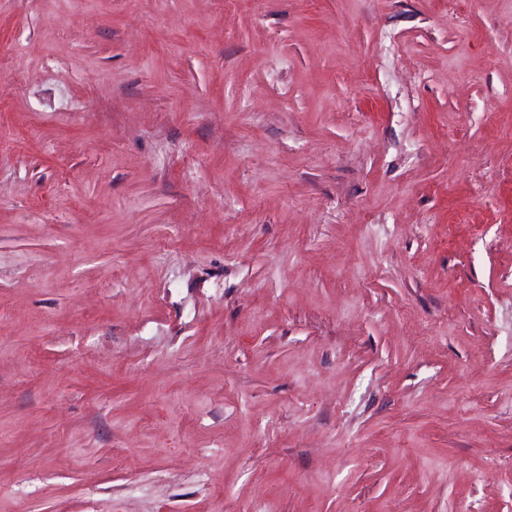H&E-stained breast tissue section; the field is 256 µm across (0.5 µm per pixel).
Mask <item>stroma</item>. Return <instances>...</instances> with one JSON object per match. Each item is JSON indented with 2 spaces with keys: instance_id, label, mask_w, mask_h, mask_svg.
I'll use <instances>...</instances> for the list:
<instances>
[{
  "instance_id": "obj_1",
  "label": "stroma",
  "mask_w": 512,
  "mask_h": 512,
  "mask_svg": "<svg viewBox=\"0 0 512 512\" xmlns=\"http://www.w3.org/2000/svg\"><path fill=\"white\" fill-rule=\"evenodd\" d=\"M0 512H512V0H0Z\"/></svg>"
}]
</instances>
